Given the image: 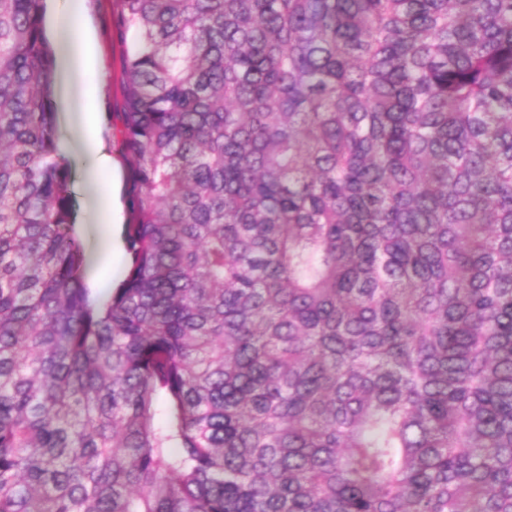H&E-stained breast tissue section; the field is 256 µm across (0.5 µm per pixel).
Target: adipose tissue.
Returning a JSON list of instances; mask_svg holds the SVG:
<instances>
[{"label":"adipose tissue","instance_id":"obj_1","mask_svg":"<svg viewBox=\"0 0 512 512\" xmlns=\"http://www.w3.org/2000/svg\"><path fill=\"white\" fill-rule=\"evenodd\" d=\"M85 0H66L64 9L54 13L51 23L55 67L52 78V95L55 98L62 126L67 133L60 141V155H80L82 184L87 203L85 212L111 216L119 211V195H104L99 187V176L109 169L112 160L91 133L98 123L97 113L78 109L77 100L83 78L93 72L95 52L92 37L83 25ZM77 234L85 241L87 265L85 276L92 289L95 304H103L113 281L122 276L118 259L124 243L120 224L111 222L97 235H90L85 224H78Z\"/></svg>","mask_w":512,"mask_h":512}]
</instances>
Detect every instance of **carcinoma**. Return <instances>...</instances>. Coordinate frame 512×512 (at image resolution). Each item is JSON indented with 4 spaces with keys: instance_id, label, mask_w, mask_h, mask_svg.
Returning <instances> with one entry per match:
<instances>
[{
    "instance_id": "obj_1",
    "label": "carcinoma",
    "mask_w": 512,
    "mask_h": 512,
    "mask_svg": "<svg viewBox=\"0 0 512 512\" xmlns=\"http://www.w3.org/2000/svg\"><path fill=\"white\" fill-rule=\"evenodd\" d=\"M119 2L97 308L0 0V512H512V0Z\"/></svg>"
}]
</instances>
